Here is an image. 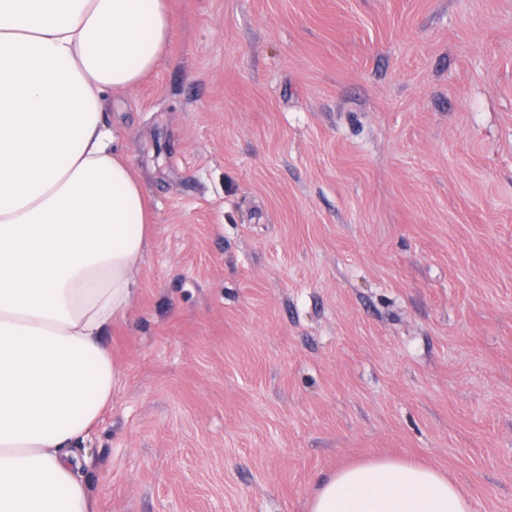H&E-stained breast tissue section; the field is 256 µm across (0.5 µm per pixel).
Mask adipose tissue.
<instances>
[{
    "label": "adipose tissue",
    "mask_w": 512,
    "mask_h": 512,
    "mask_svg": "<svg viewBox=\"0 0 512 512\" xmlns=\"http://www.w3.org/2000/svg\"><path fill=\"white\" fill-rule=\"evenodd\" d=\"M167 0H0V512H97L74 449L120 373L103 343L135 303L152 203L111 96L160 64ZM309 512H471L439 470L337 469Z\"/></svg>",
    "instance_id": "adipose-tissue-1"
}]
</instances>
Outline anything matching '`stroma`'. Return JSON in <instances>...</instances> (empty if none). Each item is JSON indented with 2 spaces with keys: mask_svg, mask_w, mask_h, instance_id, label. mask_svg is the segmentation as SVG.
<instances>
[{
  "mask_svg": "<svg viewBox=\"0 0 512 512\" xmlns=\"http://www.w3.org/2000/svg\"><path fill=\"white\" fill-rule=\"evenodd\" d=\"M113 95L152 199L97 512H308L442 468L512 512V0H168Z\"/></svg>",
  "mask_w": 512,
  "mask_h": 512,
  "instance_id": "obj_1",
  "label": "stroma"
}]
</instances>
